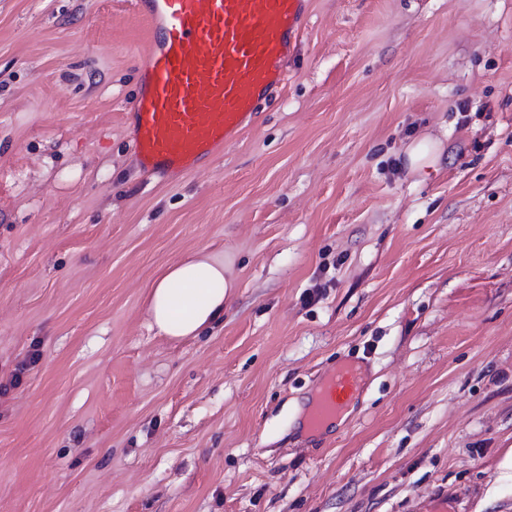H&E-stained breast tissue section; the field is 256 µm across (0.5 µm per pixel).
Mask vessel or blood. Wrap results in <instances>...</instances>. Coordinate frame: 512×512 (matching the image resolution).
I'll use <instances>...</instances> for the list:
<instances>
[{"mask_svg": "<svg viewBox=\"0 0 512 512\" xmlns=\"http://www.w3.org/2000/svg\"><path fill=\"white\" fill-rule=\"evenodd\" d=\"M308 0H133L149 49L128 114L135 160L173 179L219 155L286 80ZM365 386L347 365L322 384L308 414L321 432Z\"/></svg>", "mask_w": 512, "mask_h": 512, "instance_id": "b4317fda", "label": "vessel or blood"}]
</instances>
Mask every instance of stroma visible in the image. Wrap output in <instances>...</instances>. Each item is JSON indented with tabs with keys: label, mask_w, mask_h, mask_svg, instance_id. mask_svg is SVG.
Wrapping results in <instances>:
<instances>
[{
	"label": "stroma",
	"mask_w": 512,
	"mask_h": 512,
	"mask_svg": "<svg viewBox=\"0 0 512 512\" xmlns=\"http://www.w3.org/2000/svg\"><path fill=\"white\" fill-rule=\"evenodd\" d=\"M146 36L0 0V512H512V0H309L285 87L167 185L123 125ZM202 249L234 286L173 341L150 286ZM440 152L441 144L429 139L409 145L405 150L409 170L416 173L432 168ZM365 386L362 367L347 365L333 371L322 384L306 422L310 433L321 432L336 419Z\"/></svg>",
	"instance_id": "obj_1"
}]
</instances>
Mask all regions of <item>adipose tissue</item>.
Returning <instances> with one entry per match:
<instances>
[{
    "label": "adipose tissue",
    "mask_w": 512,
    "mask_h": 512,
    "mask_svg": "<svg viewBox=\"0 0 512 512\" xmlns=\"http://www.w3.org/2000/svg\"><path fill=\"white\" fill-rule=\"evenodd\" d=\"M232 286L223 259L199 250L169 267L152 285L151 324L158 334L174 340L200 336L222 318Z\"/></svg>",
    "instance_id": "obj_1"
}]
</instances>
